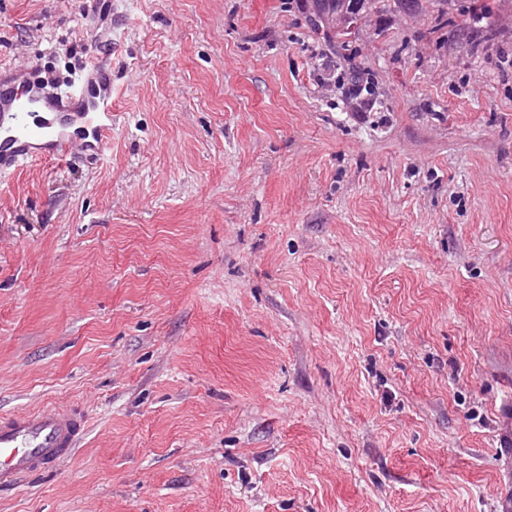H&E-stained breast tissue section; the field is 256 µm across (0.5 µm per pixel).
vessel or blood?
<instances>
[{"instance_id": "obj_1", "label": "vessel or blood", "mask_w": 512, "mask_h": 512, "mask_svg": "<svg viewBox=\"0 0 512 512\" xmlns=\"http://www.w3.org/2000/svg\"><path fill=\"white\" fill-rule=\"evenodd\" d=\"M112 137V66L96 56L70 88L50 92L18 74L0 79V177L24 164L101 156ZM86 419L68 408L0 414V488L62 463L77 448Z\"/></svg>"}]
</instances>
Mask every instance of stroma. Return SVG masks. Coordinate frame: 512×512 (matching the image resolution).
<instances>
[{
  "mask_svg": "<svg viewBox=\"0 0 512 512\" xmlns=\"http://www.w3.org/2000/svg\"><path fill=\"white\" fill-rule=\"evenodd\" d=\"M439 23L344 51L298 0H0V69L112 48L104 155L0 179V411L89 418L0 512H502L512 0Z\"/></svg>",
  "mask_w": 512,
  "mask_h": 512,
  "instance_id": "stroma-1",
  "label": "stroma"
}]
</instances>
